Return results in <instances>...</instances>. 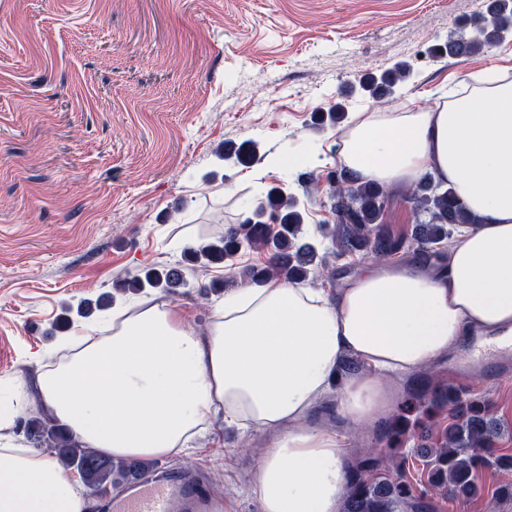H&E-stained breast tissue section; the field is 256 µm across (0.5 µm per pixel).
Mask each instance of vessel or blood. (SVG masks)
<instances>
[{"mask_svg": "<svg viewBox=\"0 0 512 512\" xmlns=\"http://www.w3.org/2000/svg\"><path fill=\"white\" fill-rule=\"evenodd\" d=\"M512 366V351L504 350L494 358H478L466 354L456 367L459 379L475 371H486L495 379L497 370ZM100 512H223L222 502L213 499L200 474L189 469L163 468L154 477L129 483L123 493L102 497Z\"/></svg>", "mask_w": 512, "mask_h": 512, "instance_id": "obj_1", "label": "vessel or blood"}]
</instances>
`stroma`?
I'll return each instance as SVG.
<instances>
[{"instance_id":"stroma-1","label":"stroma","mask_w":512,"mask_h":512,"mask_svg":"<svg viewBox=\"0 0 512 512\" xmlns=\"http://www.w3.org/2000/svg\"><path fill=\"white\" fill-rule=\"evenodd\" d=\"M484 0H0V404L26 405L24 370L40 374L58 340L112 318L114 304L167 301L205 330L224 300L209 284L230 266L200 275L179 296L114 294L117 273L173 265L195 233L232 224L253 198L292 186L298 169L274 165L310 155L306 168L336 169L348 122L319 125L318 108L345 113L432 108L461 82L512 80V33L469 58L432 54L470 34ZM409 79L375 99L360 80L399 64ZM256 144L259 161L222 160L219 147ZM94 303L78 316L81 301ZM388 400L373 420L350 426L328 391L312 423L335 432L347 458L369 453L374 469L398 446L405 479L424 512H512L496 494L512 468L482 470L478 492L425 494L418 438L436 444L456 412L401 438L384 423L403 414L416 374L385 380ZM497 447L512 456V377L475 381ZM267 439L222 420L202 429L167 466L201 467L224 512H260L251 486Z\"/></svg>"}]
</instances>
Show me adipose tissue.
Returning <instances> with one entry per match:
<instances>
[{
  "label": "adipose tissue",
  "instance_id": "obj_1",
  "mask_svg": "<svg viewBox=\"0 0 512 512\" xmlns=\"http://www.w3.org/2000/svg\"><path fill=\"white\" fill-rule=\"evenodd\" d=\"M337 145L364 180L447 182L478 223L459 227L446 258L369 263L331 294L247 285L225 295L203 333L154 302L116 309L99 338H61L66 355L39 390L85 448L163 458L220 415L270 437L252 487L261 512H339L345 452L304 419L342 355L368 367L338 399L359 425L386 403L380 373H412L472 336L512 344V81L462 86L427 111L359 117ZM83 493L47 455L0 448V512H84Z\"/></svg>",
  "mask_w": 512,
  "mask_h": 512
}]
</instances>
